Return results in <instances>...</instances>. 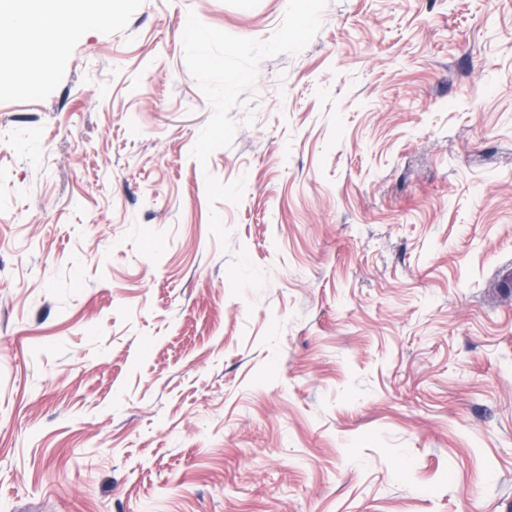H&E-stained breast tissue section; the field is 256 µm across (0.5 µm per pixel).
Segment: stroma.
Masks as SVG:
<instances>
[{
	"mask_svg": "<svg viewBox=\"0 0 512 512\" xmlns=\"http://www.w3.org/2000/svg\"><path fill=\"white\" fill-rule=\"evenodd\" d=\"M286 6L112 0L0 85V512L512 505V0H328L200 165L188 13Z\"/></svg>",
	"mask_w": 512,
	"mask_h": 512,
	"instance_id": "obj_1",
	"label": "stroma"
}]
</instances>
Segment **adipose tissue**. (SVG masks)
<instances>
[{"label":"adipose tissue","mask_w":512,"mask_h":512,"mask_svg":"<svg viewBox=\"0 0 512 512\" xmlns=\"http://www.w3.org/2000/svg\"><path fill=\"white\" fill-rule=\"evenodd\" d=\"M89 0H0V23L63 40L82 26Z\"/></svg>","instance_id":"obj_1"}]
</instances>
